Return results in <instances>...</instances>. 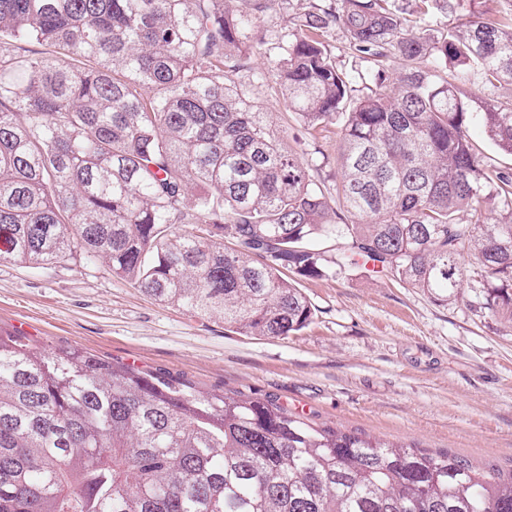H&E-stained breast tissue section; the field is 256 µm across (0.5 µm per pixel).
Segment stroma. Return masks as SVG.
<instances>
[{
    "mask_svg": "<svg viewBox=\"0 0 512 512\" xmlns=\"http://www.w3.org/2000/svg\"><path fill=\"white\" fill-rule=\"evenodd\" d=\"M512 16V0H461L443 29ZM290 148L333 183L339 129L312 136L285 112L274 78L248 83ZM312 322L287 337L243 336L222 319L150 299L100 259L50 269L0 264V333L79 348L197 392L272 400L317 426L487 467L512 469V328L464 303L441 305L380 274L301 278Z\"/></svg>",
    "mask_w": 512,
    "mask_h": 512,
    "instance_id": "35a3bbf8",
    "label": "stroma"
}]
</instances>
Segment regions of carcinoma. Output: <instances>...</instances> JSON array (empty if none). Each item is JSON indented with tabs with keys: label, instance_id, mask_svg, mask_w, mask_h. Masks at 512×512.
<instances>
[{
	"label": "carcinoma",
	"instance_id": "obj_1",
	"mask_svg": "<svg viewBox=\"0 0 512 512\" xmlns=\"http://www.w3.org/2000/svg\"><path fill=\"white\" fill-rule=\"evenodd\" d=\"M285 2L0 0V264L104 258L245 336L311 323L288 268H367L441 304L477 288L470 309L512 326V173L469 135L476 115L512 155V100L476 112L462 91L512 86V18L433 38L395 0H309L270 41L288 111L340 128L332 192L242 88ZM336 27L370 68H337ZM0 512H512V470L0 335Z\"/></svg>",
	"mask_w": 512,
	"mask_h": 512
}]
</instances>
